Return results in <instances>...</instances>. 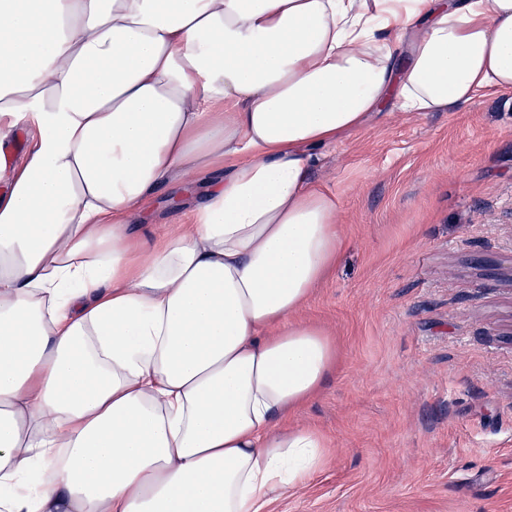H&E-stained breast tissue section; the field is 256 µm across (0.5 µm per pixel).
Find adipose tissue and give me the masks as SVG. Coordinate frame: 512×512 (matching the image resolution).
Here are the masks:
<instances>
[{
  "mask_svg": "<svg viewBox=\"0 0 512 512\" xmlns=\"http://www.w3.org/2000/svg\"><path fill=\"white\" fill-rule=\"evenodd\" d=\"M512 90V0H0V512H264L327 459L320 149ZM223 178L198 188L194 174ZM188 221L156 239L147 203ZM2 135H4L2 150L16 163L23 159L26 151L35 140L36 131L24 121H20L16 127L4 130ZM174 194L169 189L161 190L157 198L149 205L150 209L145 221L140 222V230L146 235L162 232L169 224H182L187 222L186 211L181 206L172 205L169 198Z\"/></svg>",
  "mask_w": 512,
  "mask_h": 512,
  "instance_id": "ef3b65f1",
  "label": "adipose tissue"
}]
</instances>
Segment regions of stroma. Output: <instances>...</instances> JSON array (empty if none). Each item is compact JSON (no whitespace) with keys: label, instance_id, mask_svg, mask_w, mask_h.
I'll use <instances>...</instances> for the list:
<instances>
[{"label":"stroma","instance_id":"35a3bbf8","mask_svg":"<svg viewBox=\"0 0 512 512\" xmlns=\"http://www.w3.org/2000/svg\"><path fill=\"white\" fill-rule=\"evenodd\" d=\"M310 178L346 248L294 319L339 364L290 423L328 459L266 512H512V92L383 109Z\"/></svg>","mask_w":512,"mask_h":512}]
</instances>
